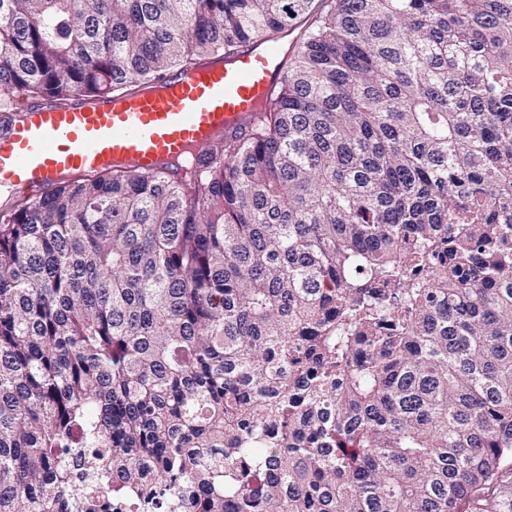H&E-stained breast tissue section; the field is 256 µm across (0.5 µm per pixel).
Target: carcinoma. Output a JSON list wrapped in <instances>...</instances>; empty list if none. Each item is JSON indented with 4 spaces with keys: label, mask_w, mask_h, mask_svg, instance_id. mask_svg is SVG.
<instances>
[{
    "label": "carcinoma",
    "mask_w": 512,
    "mask_h": 512,
    "mask_svg": "<svg viewBox=\"0 0 512 512\" xmlns=\"http://www.w3.org/2000/svg\"><path fill=\"white\" fill-rule=\"evenodd\" d=\"M303 16L202 161L0 205V512H512V0H0V123Z\"/></svg>",
    "instance_id": "1"
}]
</instances>
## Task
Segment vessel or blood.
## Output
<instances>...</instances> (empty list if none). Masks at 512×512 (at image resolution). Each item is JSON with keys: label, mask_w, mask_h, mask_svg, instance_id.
<instances>
[{"label": "vessel or blood", "mask_w": 512, "mask_h": 512, "mask_svg": "<svg viewBox=\"0 0 512 512\" xmlns=\"http://www.w3.org/2000/svg\"><path fill=\"white\" fill-rule=\"evenodd\" d=\"M281 75L277 50L262 46L167 74L125 98L24 108L0 130V188L35 197L109 165L177 166L247 125Z\"/></svg>", "instance_id": "obj_1"}]
</instances>
